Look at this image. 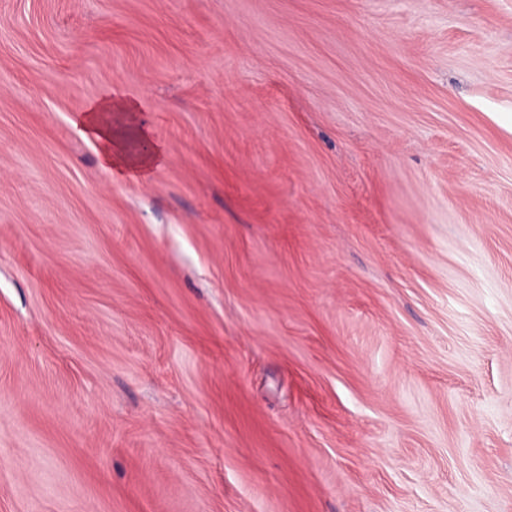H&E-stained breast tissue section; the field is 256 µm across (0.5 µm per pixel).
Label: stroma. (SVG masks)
I'll return each instance as SVG.
<instances>
[{"instance_id": "35a3bbf8", "label": "stroma", "mask_w": 512, "mask_h": 512, "mask_svg": "<svg viewBox=\"0 0 512 512\" xmlns=\"http://www.w3.org/2000/svg\"><path fill=\"white\" fill-rule=\"evenodd\" d=\"M0 512H512V0H0ZM112 109V102L105 101L89 107L80 117L79 123L83 136H91L100 145L101 160L104 165L123 166L132 170L149 169L158 159V153H146L132 157L126 148L127 133L112 129V121L105 114Z\"/></svg>"}]
</instances>
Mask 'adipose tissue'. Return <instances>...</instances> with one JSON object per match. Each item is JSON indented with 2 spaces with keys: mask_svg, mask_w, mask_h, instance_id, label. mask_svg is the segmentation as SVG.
I'll use <instances>...</instances> for the list:
<instances>
[{
  "mask_svg": "<svg viewBox=\"0 0 512 512\" xmlns=\"http://www.w3.org/2000/svg\"><path fill=\"white\" fill-rule=\"evenodd\" d=\"M111 102L105 101L92 105L80 117L82 135L94 138L101 148V160L106 166H123L132 170L149 169L157 160V153L131 156L126 148L124 132L113 129L108 113Z\"/></svg>",
  "mask_w": 512,
  "mask_h": 512,
  "instance_id": "obj_1",
  "label": "adipose tissue"
}]
</instances>
